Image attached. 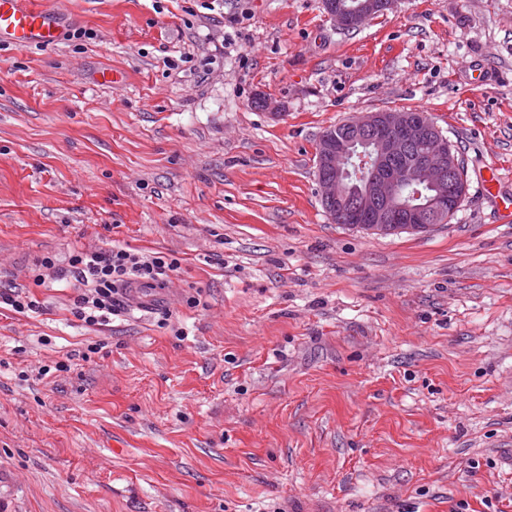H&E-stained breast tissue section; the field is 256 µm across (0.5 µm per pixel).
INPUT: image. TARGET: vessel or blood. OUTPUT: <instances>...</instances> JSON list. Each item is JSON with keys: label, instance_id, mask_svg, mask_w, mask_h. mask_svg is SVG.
Segmentation results:
<instances>
[{"label": "vessel or blood", "instance_id": "obj_1", "mask_svg": "<svg viewBox=\"0 0 512 512\" xmlns=\"http://www.w3.org/2000/svg\"><path fill=\"white\" fill-rule=\"evenodd\" d=\"M62 17L28 0H0V43L15 47L52 46L61 33Z\"/></svg>", "mask_w": 512, "mask_h": 512}]
</instances>
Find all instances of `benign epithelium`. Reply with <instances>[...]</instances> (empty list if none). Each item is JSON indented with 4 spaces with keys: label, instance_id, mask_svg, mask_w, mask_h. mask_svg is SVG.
Listing matches in <instances>:
<instances>
[{
    "label": "benign epithelium",
    "instance_id": "benign-epithelium-1",
    "mask_svg": "<svg viewBox=\"0 0 512 512\" xmlns=\"http://www.w3.org/2000/svg\"><path fill=\"white\" fill-rule=\"evenodd\" d=\"M396 0H362L333 11L336 23L357 29L372 16L394 8ZM347 133L325 138L316 155L317 181L331 220L369 233L426 231L427 214L395 205L401 186L427 183L438 190L428 206L435 210L461 204L465 189L454 172L461 163L448 139L423 113L369 112L346 121Z\"/></svg>",
    "mask_w": 512,
    "mask_h": 512
}]
</instances>
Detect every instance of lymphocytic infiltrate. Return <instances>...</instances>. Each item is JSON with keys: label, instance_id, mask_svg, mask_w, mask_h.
<instances>
[{"label": "lymphocytic infiltrate", "instance_id": "lymphocytic-infiltrate-1", "mask_svg": "<svg viewBox=\"0 0 512 512\" xmlns=\"http://www.w3.org/2000/svg\"><path fill=\"white\" fill-rule=\"evenodd\" d=\"M39 267L34 276L36 285L49 279L72 282L74 317L89 326H103L129 312L133 290L165 288L181 262L163 252L143 253L114 246L74 251L63 266L46 257Z\"/></svg>", "mask_w": 512, "mask_h": 512}]
</instances>
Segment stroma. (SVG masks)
<instances>
[{"mask_svg":"<svg viewBox=\"0 0 512 512\" xmlns=\"http://www.w3.org/2000/svg\"><path fill=\"white\" fill-rule=\"evenodd\" d=\"M35 3L95 37L0 48V286L47 306L0 307V512H512V223L478 181L512 193V0L349 32L322 0ZM409 109L464 160L453 219L331 223L323 131ZM115 244L181 269L108 325L29 273Z\"/></svg>","mask_w":512,"mask_h":512,"instance_id":"1","label":"stroma"}]
</instances>
